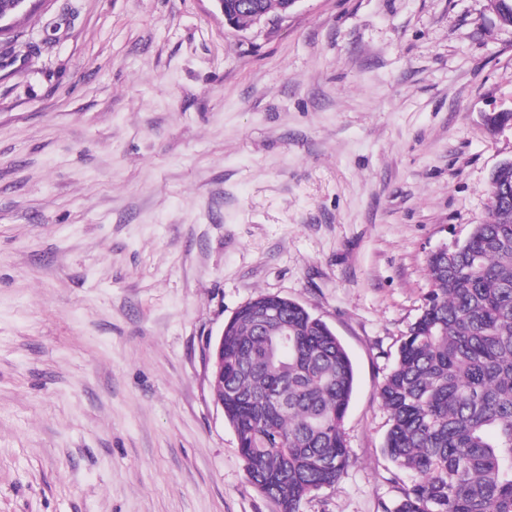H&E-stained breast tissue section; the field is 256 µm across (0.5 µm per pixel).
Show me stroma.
<instances>
[{"label":"stroma","mask_w":512,"mask_h":512,"mask_svg":"<svg viewBox=\"0 0 512 512\" xmlns=\"http://www.w3.org/2000/svg\"><path fill=\"white\" fill-rule=\"evenodd\" d=\"M0 42V512H278L204 349L259 295L346 347L348 465L300 512L412 476L380 387L431 253L512 159V26L489 0H47ZM247 2H243L240 6L246 13H248L252 19V25H261L273 22L278 19L288 18L289 15L295 10L297 3L300 0H285V5L281 8L280 12L274 13L278 11L282 0H260V2L267 11L274 13L269 14L264 8L257 3L248 2L250 0H245ZM246 13H239L238 19L243 24L246 25L249 21V16Z\"/></svg>","instance_id":"stroma-1"}]
</instances>
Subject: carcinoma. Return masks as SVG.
I'll return each mask as SVG.
<instances>
[{
  "mask_svg": "<svg viewBox=\"0 0 512 512\" xmlns=\"http://www.w3.org/2000/svg\"><path fill=\"white\" fill-rule=\"evenodd\" d=\"M494 221L428 262L431 289L380 387L390 413L385 451L416 473L384 512H512V167L491 185ZM279 321L246 310L224 325V417L249 484L279 512H300L349 460L343 421L352 361L301 304Z\"/></svg>",
  "mask_w": 512,
  "mask_h": 512,
  "instance_id": "obj_1",
  "label": "carcinoma"
}]
</instances>
